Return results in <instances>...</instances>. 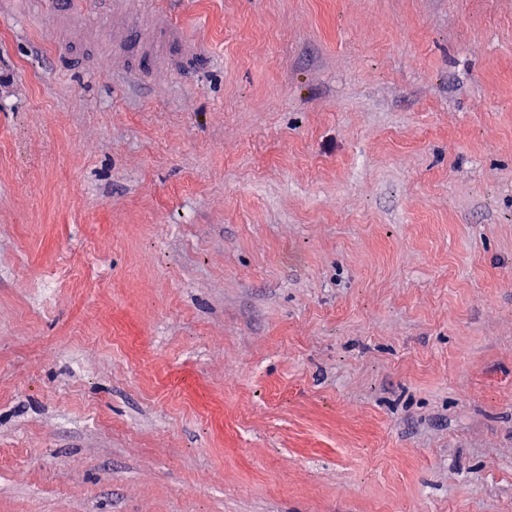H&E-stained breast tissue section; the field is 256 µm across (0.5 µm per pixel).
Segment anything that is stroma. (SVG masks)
Returning a JSON list of instances; mask_svg holds the SVG:
<instances>
[{
	"mask_svg": "<svg viewBox=\"0 0 512 512\" xmlns=\"http://www.w3.org/2000/svg\"><path fill=\"white\" fill-rule=\"evenodd\" d=\"M46 8L0 0V512H512V0ZM165 41L172 55V64L176 67L187 64L197 53V48H187L182 39L180 27L172 26L165 34Z\"/></svg>",
	"mask_w": 512,
	"mask_h": 512,
	"instance_id": "35a3bbf8",
	"label": "stroma"
}]
</instances>
